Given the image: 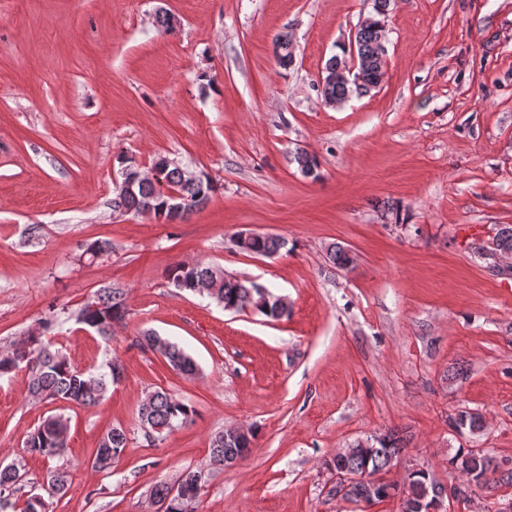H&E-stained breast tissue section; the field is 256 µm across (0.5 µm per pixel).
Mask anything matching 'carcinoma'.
Returning <instances> with one entry per match:
<instances>
[{"instance_id": "carcinoma-1", "label": "carcinoma", "mask_w": 512, "mask_h": 512, "mask_svg": "<svg viewBox=\"0 0 512 512\" xmlns=\"http://www.w3.org/2000/svg\"><path fill=\"white\" fill-rule=\"evenodd\" d=\"M379 19L363 22L354 34V42L360 59L359 76L361 86L346 83L341 77L326 81L319 87L320 95L326 102L341 103L351 95L358 93V88L373 89L385 75V16L375 11ZM275 55L278 62L287 67L293 63V46L290 36L283 35L275 41ZM295 161L301 171L312 175L319 167L317 156L299 152ZM160 169L158 180H145L139 183L135 191L124 194L115 190L111 200L112 211L120 213H142L148 211L159 221L168 223L174 218H183L185 213L205 204L213 186L206 177L191 180L185 171L173 167L168 161L160 159L155 163ZM285 245V240L278 236H262L252 241L247 253L256 256H270ZM477 253L485 259L494 254H512V226L505 224L499 228L493 239V247L485 250L477 248ZM330 261L338 268L349 270L354 264L351 253L341 246H335L329 253ZM169 283L181 291H190L206 296L218 305L234 310L251 309L272 319H281L288 315V309L279 305V296L271 291L261 294V285L239 280L224 273V270L204 261L195 263L178 262L166 270ZM125 291L120 287L106 285L99 288L93 299L79 309L70 313L82 324L101 337L107 339L112 333V324L125 316ZM55 309L42 319V332L30 334L13 343L9 348L0 350V377L23 368L28 376V394L44 402L67 403L72 406L92 407L98 405L110 387L120 384L124 379L123 367L118 361L106 363L104 371L97 374L75 368L67 359L62 349L51 336L57 321ZM139 346L155 351L168 360L171 367L185 376H192L198 365L188 353L177 344L153 333H146L138 339ZM194 413L192 406L174 398L163 390L153 392L141 405L138 413L140 424L147 425L149 433L162 434L187 423ZM450 425L458 432L467 430L471 433L482 429V418L477 413L462 411L449 418ZM68 419L63 415L48 416L37 426L25 433L23 445L31 456L54 459L64 454L67 445ZM254 439L253 430L235 438L227 432L218 433L211 442L213 458L228 459L237 462L250 452ZM127 432L121 427H113L100 439L96 448L92 467L109 470L112 463L119 459L126 448ZM404 440L396 433H388L381 440L370 446L367 454L356 452L339 460L338 466L356 472H368L376 475L391 466L403 448ZM448 463L457 469L476 471L483 476L481 486L492 483H512V469H501L494 463L490 453L471 457L469 451L460 449ZM19 468L10 464L0 466V512L16 508L11 501L15 485L20 481ZM436 483L435 478L427 472L408 476L403 486L381 483L386 490L385 497L370 499L366 487L357 485L352 489V499L368 504L379 503L385 498L402 496V512H412L410 503L423 492L424 487ZM64 480H51L44 487V492L29 495L22 503L20 512H53L52 499L63 491Z\"/></svg>"}]
</instances>
